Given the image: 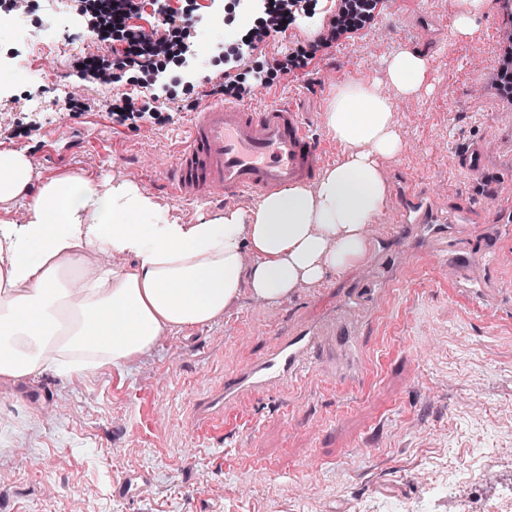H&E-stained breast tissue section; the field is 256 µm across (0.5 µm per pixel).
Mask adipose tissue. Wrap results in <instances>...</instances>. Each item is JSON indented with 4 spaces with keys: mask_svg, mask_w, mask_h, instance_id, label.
<instances>
[{
    "mask_svg": "<svg viewBox=\"0 0 512 512\" xmlns=\"http://www.w3.org/2000/svg\"><path fill=\"white\" fill-rule=\"evenodd\" d=\"M427 69L405 49L388 63L406 96ZM326 121L346 156L316 188L292 186L251 213L228 207L195 224L160 215L132 183L64 174L33 185L24 153L0 152V201L27 202L22 223L0 220V381L125 367L166 332L222 316L243 283L275 305L359 261L387 194L379 160L403 145L392 103L366 83L338 88ZM90 250L124 262L86 275Z\"/></svg>",
    "mask_w": 512,
    "mask_h": 512,
    "instance_id": "1",
    "label": "adipose tissue"
}]
</instances>
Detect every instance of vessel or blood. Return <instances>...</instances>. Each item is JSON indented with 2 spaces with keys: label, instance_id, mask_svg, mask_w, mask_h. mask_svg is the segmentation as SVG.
<instances>
[{
  "label": "vessel or blood",
  "instance_id": "obj_1",
  "mask_svg": "<svg viewBox=\"0 0 512 512\" xmlns=\"http://www.w3.org/2000/svg\"><path fill=\"white\" fill-rule=\"evenodd\" d=\"M320 152L292 101H278L261 110L240 102L204 104L193 112L189 139L164 170L163 179L169 192L186 202L217 194L228 201L258 199L296 184L316 187ZM423 196V188L411 185L398 212L399 223L444 234L453 216L435 211ZM496 252V246H488L475 261L457 251L452 267L458 280L479 281ZM335 336V318L319 324L298 320L292 334L225 376L221 393L196 406L197 426H223L225 413L242 410L269 393L297 384L308 372L320 371L321 346Z\"/></svg>",
  "mask_w": 512,
  "mask_h": 512
}]
</instances>
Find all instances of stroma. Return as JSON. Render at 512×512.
Instances as JSON below:
<instances>
[{
	"label": "stroma",
	"instance_id": "stroma-1",
	"mask_svg": "<svg viewBox=\"0 0 512 512\" xmlns=\"http://www.w3.org/2000/svg\"><path fill=\"white\" fill-rule=\"evenodd\" d=\"M342 0H299L285 32L252 42L263 13L239 0H133L124 36L101 42L97 59L110 84L75 66L90 35L79 0H29L0 14V151H23L33 184L78 173L96 182L147 188L161 212L193 224L225 201L185 204L156 177L207 101L265 107L297 102L321 142L323 166L344 149L326 124L338 87L375 83L391 100L403 141L381 159L387 197L365 230L362 261L301 285L272 306L242 290L223 316L168 334L126 368L84 376L51 372L0 382V512H357L361 499L427 496L416 478L442 475L447 461L478 470L456 499L484 512L512 492V223L503 225L501 265L491 274L494 323H486L436 267L427 242L391 221L407 180L428 204L454 208L474 233L485 228L492 176L512 171V95L488 75L512 43V6L491 0L465 37L452 35L450 0H377L359 27L337 30ZM187 45L183 59L130 60L127 33ZM429 61L419 92L401 95L386 62L398 50ZM50 55L54 65L37 66ZM131 117L118 121L111 105ZM486 144L489 180L456 165L470 141ZM396 260L382 308L360 329L362 375L327 386L309 377L234 412L218 432L193 431L190 402L273 342L276 322L315 321L364 279L370 263ZM476 448L499 456H473ZM259 468H252V461Z\"/></svg>",
	"mask_w": 512,
	"mask_h": 512
}]
</instances>
